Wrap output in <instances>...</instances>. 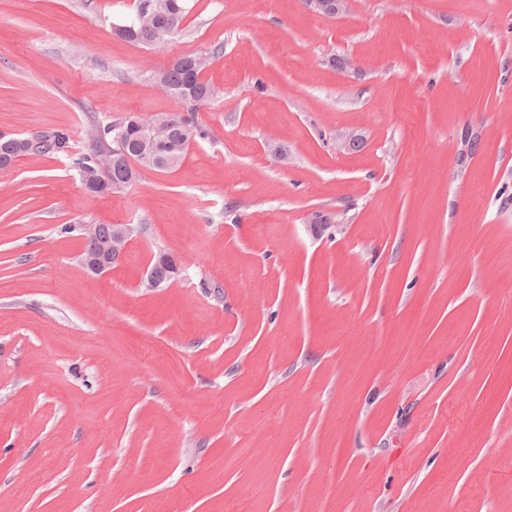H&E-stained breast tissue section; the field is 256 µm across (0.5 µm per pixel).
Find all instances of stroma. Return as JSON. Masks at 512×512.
<instances>
[{
  "label": "stroma",
  "instance_id": "1",
  "mask_svg": "<svg viewBox=\"0 0 512 512\" xmlns=\"http://www.w3.org/2000/svg\"><path fill=\"white\" fill-rule=\"evenodd\" d=\"M134 5L0 0V131L73 151L0 169V512H512V0ZM201 53L181 164L86 193ZM88 223L138 227L103 277ZM188 0H137L136 11L129 25L131 28H119L113 32L119 38L140 46L150 44L151 33L155 28H167L168 32L154 30L152 40L154 44L167 42L176 36L184 18L190 12L186 2ZM166 35V36H165ZM165 36V38H164ZM162 42V43H163ZM208 57L202 55H186L178 58L172 66L159 74V84L164 88L182 91L191 84V91L176 101L186 112H197L199 107L213 98L211 85L202 77L207 67Z\"/></svg>",
  "mask_w": 512,
  "mask_h": 512
}]
</instances>
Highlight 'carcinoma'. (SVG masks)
<instances>
[{"label": "carcinoma", "instance_id": "cac0c4a2", "mask_svg": "<svg viewBox=\"0 0 512 512\" xmlns=\"http://www.w3.org/2000/svg\"><path fill=\"white\" fill-rule=\"evenodd\" d=\"M190 12L187 0H137L136 11L130 27L119 28L115 35L140 46L149 45L152 30L168 29L164 41H169L180 31V25ZM208 58L186 55L159 74V84L164 88L182 91L191 86L178 103L188 112H195L213 98L211 85L202 77ZM167 134L155 141H144L137 117L126 115L116 123L97 124L90 127L88 136L93 142L91 152L74 159L82 183L90 186L96 195H105L124 189L139 179L140 170H163L161 160L176 156L183 159L193 137V120L179 112L164 113ZM71 135L65 129L33 134L7 143L0 139V169L8 168L16 158L27 153L70 155Z\"/></svg>", "mask_w": 512, "mask_h": 512}]
</instances>
